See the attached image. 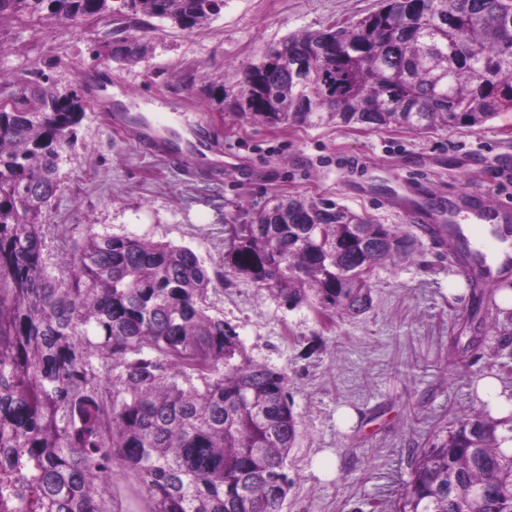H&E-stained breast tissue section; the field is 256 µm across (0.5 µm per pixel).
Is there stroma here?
Instances as JSON below:
<instances>
[{
    "instance_id": "obj_1",
    "label": "stroma",
    "mask_w": 512,
    "mask_h": 512,
    "mask_svg": "<svg viewBox=\"0 0 512 512\" xmlns=\"http://www.w3.org/2000/svg\"><path fill=\"white\" fill-rule=\"evenodd\" d=\"M377 7L378 0H224L215 19L191 31L128 19L127 33L146 48L132 66L108 58L114 26L107 20L0 22V102L31 104L24 87L43 79L53 95L75 92L87 105L60 167L65 190L42 218L48 268L90 224L188 246L214 271L224 256L225 214L276 196L331 199L401 230L417 208L437 224L465 223L479 204L512 220V110L473 131L422 136L256 123L206 91L217 84L238 93L237 71L288 35L353 22ZM109 88L122 97L119 111L179 113L183 129L231 150L229 163L207 167L188 152L181 167H169L153 144L116 130L95 105ZM469 280L424 239L410 258L378 269L373 307L357 319L288 308L241 279L210 290L209 314L236 327L251 359L290 377L300 426L283 512H371L394 496L410 449L476 407L494 337H485L469 368L448 364L452 338L473 335ZM343 406L358 417L347 431L336 421ZM327 453L339 473L325 481L315 466Z\"/></svg>"
}]
</instances>
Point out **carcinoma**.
Listing matches in <instances>:
<instances>
[{
	"mask_svg": "<svg viewBox=\"0 0 512 512\" xmlns=\"http://www.w3.org/2000/svg\"><path fill=\"white\" fill-rule=\"evenodd\" d=\"M183 31L224 0H123ZM77 22L112 0H0V21L42 12ZM134 35L110 58L136 63ZM236 114L269 125L477 129L512 107V0H382L349 24L290 35L239 71ZM33 110L0 112V512H283L299 422L288 374L250 359L236 328L207 313L210 287L243 278L291 308L357 318L373 306L377 267L412 255L417 236L336 202L280 198L224 218V272L189 247L87 226L52 273L43 210L65 188L63 153L84 114L78 93L40 88ZM456 264L485 268L471 286L478 331L497 337L512 374V308L493 293L486 255L459 224H416ZM473 337L454 355L467 369ZM512 408L489 403L430 444L381 512H512ZM131 483L119 489L116 475Z\"/></svg>",
	"mask_w": 512,
	"mask_h": 512,
	"instance_id": "1",
	"label": "carcinoma"
}]
</instances>
